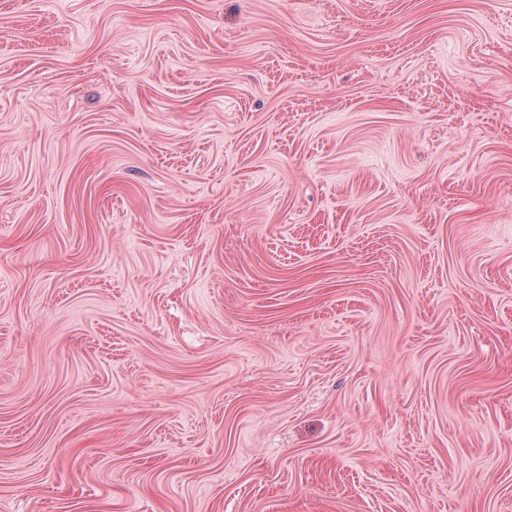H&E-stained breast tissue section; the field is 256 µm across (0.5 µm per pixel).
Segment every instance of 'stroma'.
Wrapping results in <instances>:
<instances>
[{
  "mask_svg": "<svg viewBox=\"0 0 512 512\" xmlns=\"http://www.w3.org/2000/svg\"><path fill=\"white\" fill-rule=\"evenodd\" d=\"M0 512H512V0H0Z\"/></svg>",
  "mask_w": 512,
  "mask_h": 512,
  "instance_id": "35a3bbf8",
  "label": "stroma"
}]
</instances>
